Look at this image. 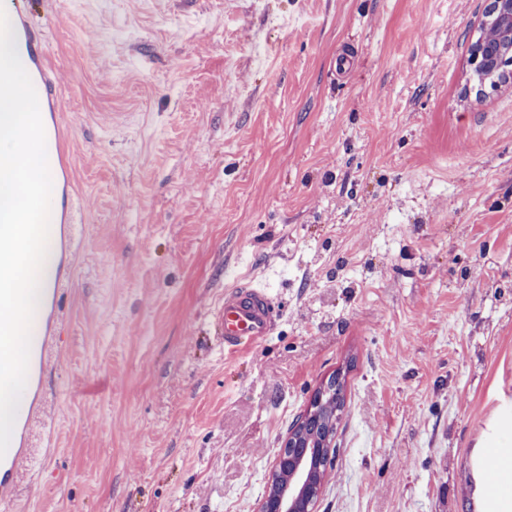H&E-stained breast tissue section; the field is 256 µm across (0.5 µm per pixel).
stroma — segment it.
<instances>
[{
	"instance_id": "35a3bbf8",
	"label": "stroma",
	"mask_w": 512,
	"mask_h": 512,
	"mask_svg": "<svg viewBox=\"0 0 512 512\" xmlns=\"http://www.w3.org/2000/svg\"><path fill=\"white\" fill-rule=\"evenodd\" d=\"M485 0H38L87 226L20 512H256L348 367L314 512H477L512 448V82ZM280 319L229 359L227 286Z\"/></svg>"
}]
</instances>
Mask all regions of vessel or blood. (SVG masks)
<instances>
[{"mask_svg":"<svg viewBox=\"0 0 512 512\" xmlns=\"http://www.w3.org/2000/svg\"><path fill=\"white\" fill-rule=\"evenodd\" d=\"M6 14L14 30L18 50L27 61L28 75L38 96L45 129L48 168L57 190V222L50 225L48 235L58 244L64 261L44 276V305L38 339L30 347L27 381L23 391L30 405L17 414L9 446L4 456L0 457L1 508L12 505L16 500L22 465L32 454L34 427L48 412V375L60 360V297L72 279L71 255L82 232L77 222V199L69 153L72 137L61 112L62 98L54 79L48 35L33 24L30 0H10ZM279 317L278 305L268 288L250 282L226 288L224 305L218 312V323L224 331L225 354L232 355L244 345L265 341Z\"/></svg>","mask_w":512,"mask_h":512,"instance_id":"1","label":"vessel or blood"}]
</instances>
